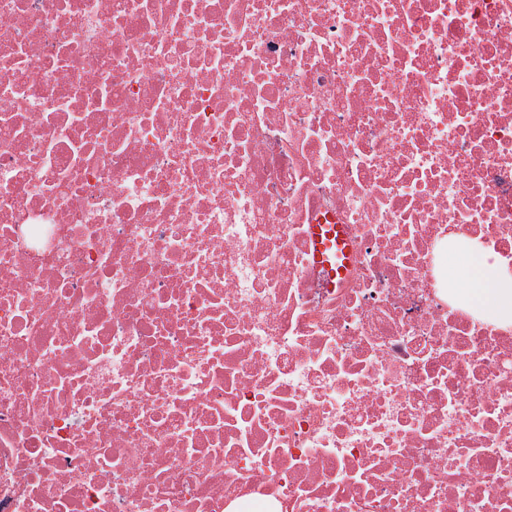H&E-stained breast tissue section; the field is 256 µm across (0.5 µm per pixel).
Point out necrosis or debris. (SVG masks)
<instances>
[{
  "mask_svg": "<svg viewBox=\"0 0 512 512\" xmlns=\"http://www.w3.org/2000/svg\"><path fill=\"white\" fill-rule=\"evenodd\" d=\"M462 240L512 0H0V512H512ZM312 239L315 247V257L319 263L327 265L325 254L333 245L336 248V259H341L346 255L347 249L344 247L345 236L339 225L334 224H314L311 227Z\"/></svg>",
  "mask_w": 512,
  "mask_h": 512,
  "instance_id": "4bbe7bcc",
  "label": "necrosis or debris"
}]
</instances>
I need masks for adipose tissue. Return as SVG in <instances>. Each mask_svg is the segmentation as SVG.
Returning a JSON list of instances; mask_svg holds the SVG:
<instances>
[{
	"instance_id": "1",
	"label": "adipose tissue",
	"mask_w": 512,
	"mask_h": 512,
	"mask_svg": "<svg viewBox=\"0 0 512 512\" xmlns=\"http://www.w3.org/2000/svg\"><path fill=\"white\" fill-rule=\"evenodd\" d=\"M469 303L503 322L512 321V272L473 249L461 255L453 270Z\"/></svg>"
}]
</instances>
